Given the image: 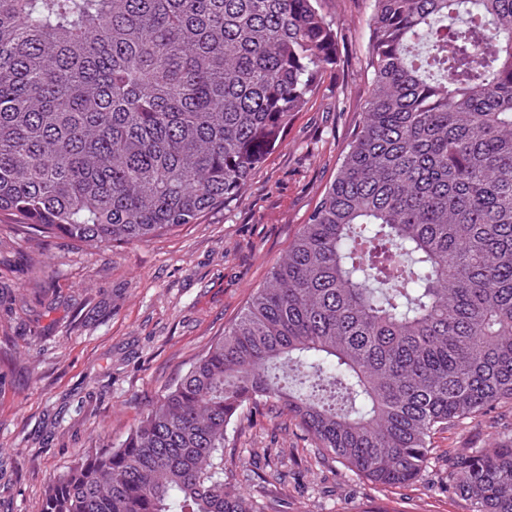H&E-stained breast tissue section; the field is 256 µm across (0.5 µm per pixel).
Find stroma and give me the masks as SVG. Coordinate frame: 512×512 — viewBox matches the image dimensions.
<instances>
[{"instance_id": "stroma-1", "label": "stroma", "mask_w": 512, "mask_h": 512, "mask_svg": "<svg viewBox=\"0 0 512 512\" xmlns=\"http://www.w3.org/2000/svg\"><path fill=\"white\" fill-rule=\"evenodd\" d=\"M339 67L244 193L195 224L133 244L24 238L0 215V512H42L47 486L88 452L119 446L240 315L332 179L369 91L371 0H320ZM232 481L285 512H470L449 490V450L512 439V404L434 438L407 488L376 489L316 465L308 437L266 412L230 425Z\"/></svg>"}]
</instances>
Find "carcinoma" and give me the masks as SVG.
Here are the masks:
<instances>
[{"label":"carcinoma","instance_id":"1","mask_svg":"<svg viewBox=\"0 0 512 512\" xmlns=\"http://www.w3.org/2000/svg\"><path fill=\"white\" fill-rule=\"evenodd\" d=\"M318 0H0V214L134 243L242 193L340 63ZM360 122L287 254L44 512H278L226 483L245 408L380 487L512 403V0H372ZM448 486L512 512V441Z\"/></svg>","mask_w":512,"mask_h":512}]
</instances>
